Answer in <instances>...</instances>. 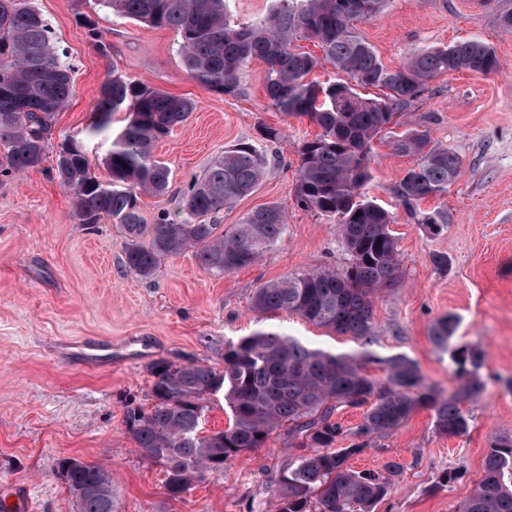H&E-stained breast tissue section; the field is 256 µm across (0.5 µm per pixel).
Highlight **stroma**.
<instances>
[{"instance_id":"1","label":"stroma","mask_w":512,"mask_h":512,"mask_svg":"<svg viewBox=\"0 0 512 512\" xmlns=\"http://www.w3.org/2000/svg\"><path fill=\"white\" fill-rule=\"evenodd\" d=\"M32 4L72 69L73 97L54 119L52 140L83 139L100 181L109 179L102 158L111 139L128 122L126 112H116L106 134L87 133L99 88L112 73L195 102L187 124L154 145L155 157L171 170V185L167 195L142 197L144 223L174 212L195 176L225 149L252 140L266 158L264 176L216 221L230 229L251 210L276 202L287 210V229L246 268L215 276L189 250L144 281L126 270L125 240L111 220L78 224L55 153L24 173L0 176V500L14 505L15 485L23 481L36 512H78L59 474L62 459L77 457L109 471L118 512H277L276 479L295 455L286 433L231 458L174 498L165 490L162 467L127 434L124 404L132 399L151 406L148 368L155 361H199L219 370L225 342L257 330H277L329 351L354 350L350 336L296 314L252 309L265 283L322 267L340 272L350 263L335 219L295 201L299 149L319 129L270 106L261 60L248 66L245 94L232 97L186 72L173 31L114 14L97 0ZM510 7L512 0H387L377 16L358 25L389 67L421 48L473 35L492 44L500 64L488 75L436 76L374 141L362 193L394 218L402 276L400 287L374 300L379 351L406 354L429 382L453 392L455 365L430 341L433 322L452 314L459 320L457 342L485 353L480 374L486 383L482 396L465 406L466 433H441L432 411L421 409L349 459L357 471L379 469L391 458L404 465L375 512H459L483 475L491 440L512 436V33L495 21L498 10ZM84 15L95 21L108 54H99L80 26ZM262 125L279 129L280 138L261 140ZM414 128L428 131L430 148L460 162L447 194L421 204L448 212L449 223L436 234L415 223L395 193L415 159L396 154L390 137ZM435 253L447 255V270L435 268ZM92 343L98 350L91 363L85 347ZM450 472L455 480L436 489Z\"/></svg>"}]
</instances>
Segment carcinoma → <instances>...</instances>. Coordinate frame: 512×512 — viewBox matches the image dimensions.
Instances as JSON below:
<instances>
[{"mask_svg":"<svg viewBox=\"0 0 512 512\" xmlns=\"http://www.w3.org/2000/svg\"><path fill=\"white\" fill-rule=\"evenodd\" d=\"M114 13L179 36L186 71L198 83L230 96L245 93L246 68L254 58L266 63L263 84L271 106L286 116L305 117L321 129L302 143L295 187L297 205L336 217L350 265L338 273L317 269L268 282L252 302L261 313L285 310L317 326L351 336L359 350L332 353L310 348L278 331L259 330L224 344V369L200 362L150 367L151 407L125 405L128 435L144 455L174 465L185 489L202 481L215 465L255 448L288 426L289 445L300 450L276 487L278 512H373L402 472L396 460L377 470L355 471L351 456L374 436L404 425L420 408L434 412L437 429L450 436L468 430L464 406L480 397L484 352L454 342L458 319L445 315L431 326L430 340L450 351L459 382L446 394L428 383L418 363L404 355L380 357L367 350L378 343L373 300L400 283L398 241L388 211L367 200L371 143L400 112L416 102L426 83L446 71L488 75L499 69L490 43L478 36L447 46L418 50L397 68L386 66L356 24L376 16L385 0H272L263 17L235 21L227 0H98ZM298 40L317 42L322 55L300 50ZM326 60L347 81L309 79ZM383 95L363 98L360 87ZM73 93L71 70L51 43L49 26L30 0H0V175L39 166L51 146L56 114ZM129 121L112 139L103 161L111 181L92 171L83 140L57 144L56 169L74 199L78 223H116L125 238L126 268L151 279L162 264L189 248L201 264L221 275L257 262L281 238L287 212L279 203L258 207L231 230L208 224L213 216L250 194L262 179L266 159L258 147L240 142L224 150L203 175L194 178L178 201L177 213L163 212L144 224L141 197L164 195L169 168L153 155L155 143L194 110L191 99L175 96L119 74L106 79L88 132L101 135L112 113ZM428 133L411 129L392 141L393 150L417 156L396 187V195L419 224L442 229L445 210L416 209L425 198L442 196L458 177L460 162L446 150L427 149ZM380 365L382 375L367 372ZM224 391L231 418L227 428L200 430L205 396ZM344 407L364 409L350 433L333 420ZM347 447H336L345 437ZM105 467L73 468L75 484L97 482ZM80 512H115L114 498L89 493ZM461 512H512V437L492 440L483 476Z\"/></svg>","mask_w":512,"mask_h":512,"instance_id":"1","label":"carcinoma"}]
</instances>
